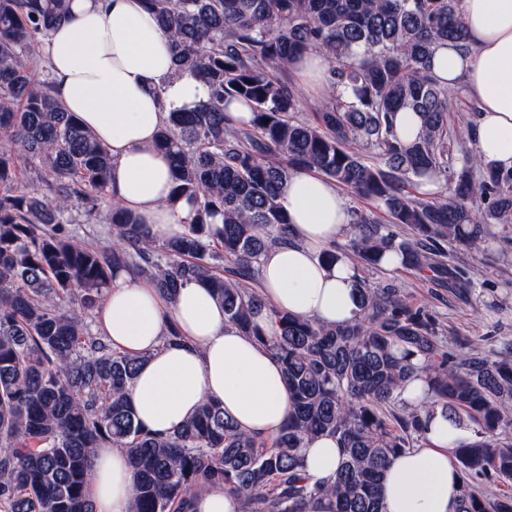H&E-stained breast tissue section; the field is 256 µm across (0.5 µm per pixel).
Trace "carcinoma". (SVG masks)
Instances as JSON below:
<instances>
[{
  "mask_svg": "<svg viewBox=\"0 0 512 512\" xmlns=\"http://www.w3.org/2000/svg\"><path fill=\"white\" fill-rule=\"evenodd\" d=\"M71 2L0 0V512H92L90 463L105 445L126 450L131 512H193L209 488L234 494L238 512H306L317 494L335 497L338 512H383L386 464L423 436L422 414L400 398L418 374L426 410L475 429L456 449L459 512H512V494L489 497L473 483L512 480V353L448 343L400 289L362 278L359 316L345 326L270 310L259 290L266 252L289 241L280 198L298 170L368 202L351 214L348 243L367 268L394 251L463 293L471 281L448 266L447 246L483 247L492 224L512 231V169L482 161L472 126L448 133L451 98L431 70L439 44L467 46L462 0H142L178 66L210 89L160 131L172 196L191 206L183 232L161 243L112 201L110 154L38 75L33 45L71 17ZM309 51L336 67L328 99L301 120L283 75ZM232 101L249 120L224 112ZM405 108L423 118L409 143L393 121ZM20 158L38 164V185L22 183ZM433 176L450 178L443 196H418ZM76 204L89 218L107 207L112 244L78 238L66 217ZM117 268L170 300L206 283L225 318L276 356L293 410L273 445L212 400L172 431L141 426L128 401L139 358L88 322ZM266 309L269 330L254 320ZM318 436L337 438L343 459L312 487L301 448Z\"/></svg>",
  "mask_w": 512,
  "mask_h": 512,
  "instance_id": "obj_1",
  "label": "carcinoma"
}]
</instances>
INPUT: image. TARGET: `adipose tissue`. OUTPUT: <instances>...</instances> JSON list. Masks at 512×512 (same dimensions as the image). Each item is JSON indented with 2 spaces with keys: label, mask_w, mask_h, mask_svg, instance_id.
<instances>
[{
  "label": "adipose tissue",
  "mask_w": 512,
  "mask_h": 512,
  "mask_svg": "<svg viewBox=\"0 0 512 512\" xmlns=\"http://www.w3.org/2000/svg\"><path fill=\"white\" fill-rule=\"evenodd\" d=\"M468 48L448 42L432 71L448 88L464 87L477 110L476 149L484 162L512 169V0H463ZM40 51L53 96L112 157L114 201L142 223L153 240L180 234L191 207L172 202L171 163L157 145L168 113L193 107L208 87L177 73L170 43L141 0H73L70 21L50 31ZM291 242L263 259L268 304L328 325L359 314V272L352 259L323 261L344 235L351 212L328 179L300 170L282 194ZM112 348L142 357L129 402L139 423L166 432L191 418L207 399L219 401L240 428L276 437L288 419L290 397L280 362L224 317L208 286L191 282L174 300L126 271H116L97 313ZM180 339L167 341L170 327ZM469 426L434 413L417 448L391 459L381 485L386 512H458L462 474L454 450L471 440ZM310 484L331 481L342 461L336 438L302 450ZM135 478L124 449H96L89 495L93 512H130Z\"/></svg>",
  "instance_id": "1"
}]
</instances>
